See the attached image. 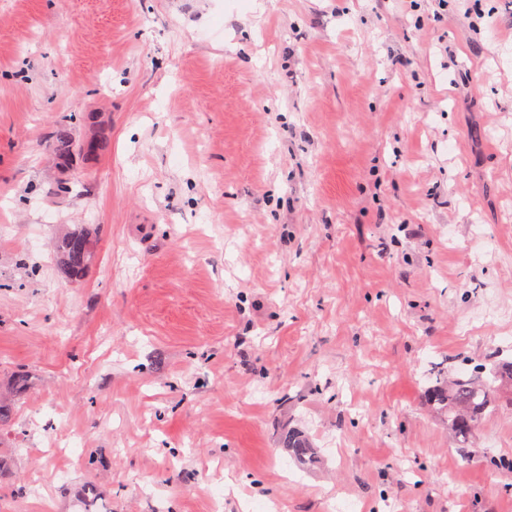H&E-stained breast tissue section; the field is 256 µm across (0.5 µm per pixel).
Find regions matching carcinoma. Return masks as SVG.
Returning a JSON list of instances; mask_svg holds the SVG:
<instances>
[{
	"instance_id": "obj_1",
	"label": "carcinoma",
	"mask_w": 512,
	"mask_h": 512,
	"mask_svg": "<svg viewBox=\"0 0 512 512\" xmlns=\"http://www.w3.org/2000/svg\"><path fill=\"white\" fill-rule=\"evenodd\" d=\"M109 139L104 129H98L88 141L75 145L62 136L59 138L58 152L67 161L76 151L95 156L108 147ZM56 251L64 260L71 275L82 273L93 257L90 238L80 229L61 235L55 244ZM512 396V362L493 363L491 379L484 377V369L477 367L468 373H460L451 379L439 377L435 384L426 390L427 402L438 406L448 417V433L456 448L470 447L475 429L484 419L486 411L495 403ZM282 447L297 460L312 462L316 449L309 438L295 429H288L281 435Z\"/></svg>"
}]
</instances>
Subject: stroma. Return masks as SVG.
<instances>
[{
  "label": "stroma",
  "mask_w": 512,
  "mask_h": 512,
  "mask_svg": "<svg viewBox=\"0 0 512 512\" xmlns=\"http://www.w3.org/2000/svg\"><path fill=\"white\" fill-rule=\"evenodd\" d=\"M507 329L512 0H0V512H512ZM109 139L103 128H98L94 136L82 144L74 145L66 136L59 138L58 152L64 161H68L74 151L82 154L95 156L101 154L108 147ZM55 247L73 276L81 274L93 257L91 240L80 229L71 230L61 235L57 239ZM485 368L476 367L468 374L460 373L448 380L440 376L426 390L429 404L448 417V433L456 448H469L475 429L484 419L486 411L501 398L512 396V362L493 361L491 381L484 377ZM499 382L498 385H495ZM281 444L283 448H288V452L299 461L312 462L316 458V449L313 448V444L298 430H285L281 435Z\"/></svg>",
  "instance_id": "1"
}]
</instances>
